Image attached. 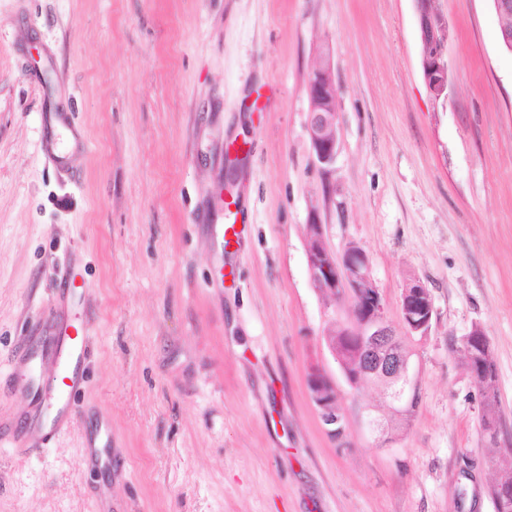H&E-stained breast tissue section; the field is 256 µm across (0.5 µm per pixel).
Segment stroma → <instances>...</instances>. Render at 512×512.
I'll return each mask as SVG.
<instances>
[{"mask_svg": "<svg viewBox=\"0 0 512 512\" xmlns=\"http://www.w3.org/2000/svg\"><path fill=\"white\" fill-rule=\"evenodd\" d=\"M434 99L413 0H0V512H495L512 469V53L490 0H435ZM336 87L337 149L309 133ZM68 113L75 142L44 130ZM238 198L225 248L221 186ZM367 254L418 405L352 388L349 300L309 278V225ZM434 302L407 335L402 295ZM57 306L87 337L76 418L18 453ZM481 327L498 412L462 338ZM336 387L326 433L308 379ZM389 424V438L369 426ZM421 42V69L430 94L436 99L447 98L449 66L447 41L449 28L434 6V0H413ZM310 115L309 137L317 160L330 164L336 154L337 109L336 89L329 71L320 68L309 80ZM434 311L432 298L421 284L406 288L401 300V315L409 335L427 333Z\"/></svg>", "mask_w": 512, "mask_h": 512, "instance_id": "1", "label": "stroma"}]
</instances>
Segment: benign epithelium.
Masks as SVG:
<instances>
[{
	"label": "benign epithelium",
	"mask_w": 512,
	"mask_h": 512,
	"mask_svg": "<svg viewBox=\"0 0 512 512\" xmlns=\"http://www.w3.org/2000/svg\"><path fill=\"white\" fill-rule=\"evenodd\" d=\"M421 42V69L430 94L448 97L449 66L447 41L449 28L434 6V0H414ZM309 137L317 160L330 164L336 154V89L329 71L320 68L309 80ZM307 266L310 279L324 295L336 300L348 297L354 325L344 326L338 334L355 340L359 367L344 374L356 388L365 381L382 384L394 411L410 415L418 404L416 387L410 376L409 354L404 351L385 323L384 304L377 289L371 287V272L365 252L350 245L341 262H336L324 245L322 226L309 225ZM434 311L432 298L425 287L413 284L401 300V315L409 334L427 333ZM462 343L469 353L468 369L475 381L484 384L490 376L487 357L490 347L483 330L476 326ZM309 388L329 437L341 442L346 437L345 421L337 412L335 385L319 370L309 375ZM496 512H512V480L504 478L495 486Z\"/></svg>",
	"instance_id": "benign-epithelium-1"
}]
</instances>
